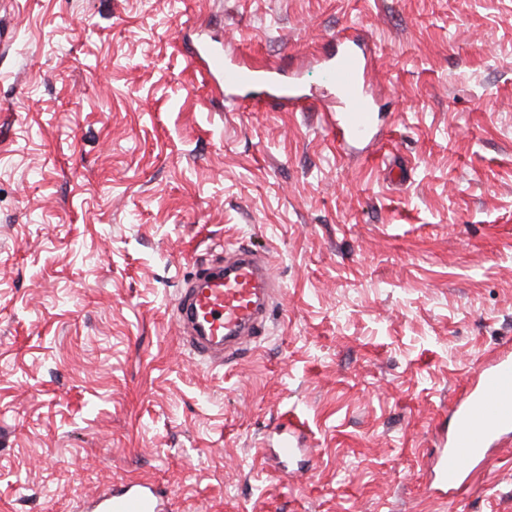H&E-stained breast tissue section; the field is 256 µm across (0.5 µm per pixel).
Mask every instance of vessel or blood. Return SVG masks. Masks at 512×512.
I'll return each instance as SVG.
<instances>
[{
	"label": "vessel or blood",
	"instance_id": "b4317fda",
	"mask_svg": "<svg viewBox=\"0 0 512 512\" xmlns=\"http://www.w3.org/2000/svg\"><path fill=\"white\" fill-rule=\"evenodd\" d=\"M196 55L208 76L237 100L239 93L262 90V103L288 111H308L314 103L298 78H282L273 68L250 67L222 48L199 45ZM369 42L361 31L338 38L328 58L332 95L339 110L328 129L339 147L371 143L380 115L368 101L364 82ZM271 280L268 262L249 249H238L223 264L201 268L182 290L175 326L201 357L224 355L256 342L269 315L261 295ZM452 428L430 462V492L438 499L457 493L466 470L488 461L494 445L512 434V354L499 353L477 369L473 385L456 401ZM173 500L147 481L122 483L97 497L88 512H172Z\"/></svg>",
	"mask_w": 512,
	"mask_h": 512
}]
</instances>
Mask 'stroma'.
<instances>
[{
  "instance_id": "stroma-1",
  "label": "stroma",
  "mask_w": 512,
  "mask_h": 512,
  "mask_svg": "<svg viewBox=\"0 0 512 512\" xmlns=\"http://www.w3.org/2000/svg\"><path fill=\"white\" fill-rule=\"evenodd\" d=\"M358 27L381 113L340 148L322 65ZM316 108L226 104L199 39ZM271 264L257 343L201 360L178 290ZM512 351V0H0V512L150 481L176 512H512V439L427 462ZM298 425L304 455L268 452Z\"/></svg>"
}]
</instances>
